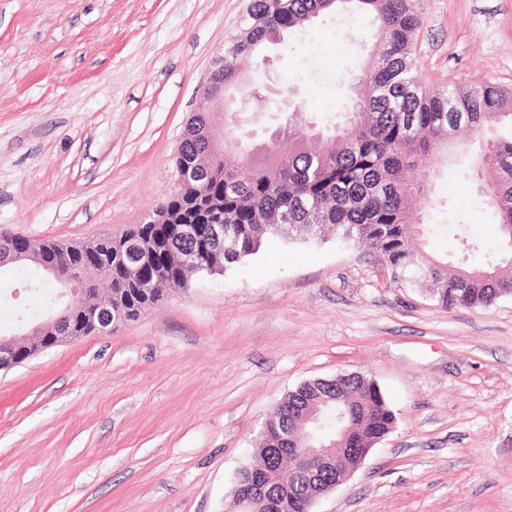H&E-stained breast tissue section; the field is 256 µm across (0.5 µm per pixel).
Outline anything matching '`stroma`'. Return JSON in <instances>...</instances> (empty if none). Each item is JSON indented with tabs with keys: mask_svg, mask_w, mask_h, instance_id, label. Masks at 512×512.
<instances>
[{
	"mask_svg": "<svg viewBox=\"0 0 512 512\" xmlns=\"http://www.w3.org/2000/svg\"><path fill=\"white\" fill-rule=\"evenodd\" d=\"M250 0H0V230L82 245L173 191L201 85ZM426 85L512 88V0H423ZM372 42L322 16L267 45L242 132L347 105ZM470 138L432 182L424 251L484 264L497 217ZM477 242L465 250L463 240ZM31 263L0 268V335L47 315ZM374 379L393 430L313 512H512V295L442 307L372 249L269 238L131 323L0 372V512H236L257 432L301 383Z\"/></svg>",
	"mask_w": 512,
	"mask_h": 512,
	"instance_id": "35a3bbf8",
	"label": "stroma"
}]
</instances>
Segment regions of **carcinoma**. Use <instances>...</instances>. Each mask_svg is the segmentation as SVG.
Wrapping results in <instances>:
<instances>
[{
    "instance_id": "obj_1",
    "label": "carcinoma",
    "mask_w": 512,
    "mask_h": 512,
    "mask_svg": "<svg viewBox=\"0 0 512 512\" xmlns=\"http://www.w3.org/2000/svg\"><path fill=\"white\" fill-rule=\"evenodd\" d=\"M350 4L371 17L374 30L369 74L354 87L350 107L324 130L300 120L269 130L259 150L236 146L237 94L246 83L242 61L276 36ZM422 24L420 0H250L240 33L224 44V155L204 156L198 138H186L176 169L197 161L202 175L126 230L166 247L156 274L168 287L184 284L204 265L241 262L270 235L316 239L332 226L343 241L373 249L393 280L423 283L448 309L488 306L512 295V134L495 136L493 148L474 160L476 171L495 172L483 194L497 215L499 250L487 253L483 267L469 269L414 247L415 236L433 232L418 212L430 203L441 155L464 134L492 125L512 129V90L494 82L428 87L421 81L412 46ZM218 222L224 224L219 256L176 233L181 224ZM100 248L107 255L98 282L103 295L142 303L134 273L114 261L107 246ZM378 406L389 408L372 379L310 382L281 401L261 445L280 444L283 420L297 424L315 412L321 436L336 440V447H371L387 428ZM258 467L284 474L270 489L278 512H303L304 478L265 458Z\"/></svg>"
}]
</instances>
